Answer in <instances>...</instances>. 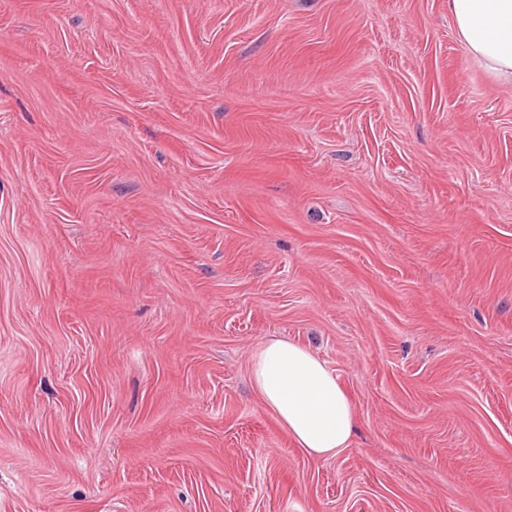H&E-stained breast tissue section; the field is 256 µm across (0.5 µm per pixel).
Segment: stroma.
I'll list each match as a JSON object with an SVG mask.
<instances>
[{
	"label": "stroma",
	"instance_id": "1",
	"mask_svg": "<svg viewBox=\"0 0 512 512\" xmlns=\"http://www.w3.org/2000/svg\"><path fill=\"white\" fill-rule=\"evenodd\" d=\"M0 512H512V86L447 0H0ZM250 375L264 406L308 457L328 459L349 448L355 436L353 407L319 355L272 337L256 348Z\"/></svg>",
	"mask_w": 512,
	"mask_h": 512
}]
</instances>
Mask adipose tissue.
Masks as SVG:
<instances>
[{
	"mask_svg": "<svg viewBox=\"0 0 512 512\" xmlns=\"http://www.w3.org/2000/svg\"><path fill=\"white\" fill-rule=\"evenodd\" d=\"M448 14L468 56L512 85V0H448ZM250 375L264 406L308 457L332 458L350 446L353 407L319 355L272 337L256 348Z\"/></svg>",
	"mask_w": 512,
	"mask_h": 512,
	"instance_id": "adipose-tissue-1",
	"label": "adipose tissue"
}]
</instances>
